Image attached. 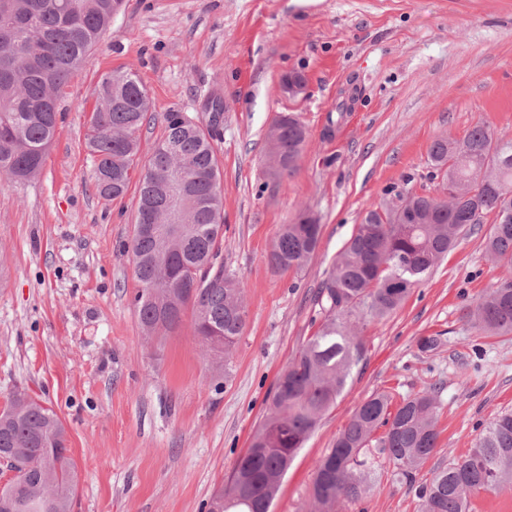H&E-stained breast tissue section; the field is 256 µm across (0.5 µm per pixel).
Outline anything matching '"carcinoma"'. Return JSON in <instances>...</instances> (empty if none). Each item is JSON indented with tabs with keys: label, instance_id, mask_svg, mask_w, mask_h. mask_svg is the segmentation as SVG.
<instances>
[{
	"label": "carcinoma",
	"instance_id": "carcinoma-1",
	"mask_svg": "<svg viewBox=\"0 0 512 512\" xmlns=\"http://www.w3.org/2000/svg\"><path fill=\"white\" fill-rule=\"evenodd\" d=\"M123 0H0V178L24 182L42 170L56 130L57 101L70 76L97 45ZM200 125L179 111L165 116L163 138L143 165L136 223L166 205L169 174L187 182L183 223L172 232H134L128 246L139 288L134 307L145 337L167 336L191 319L193 337L217 360L231 356L243 334V289L224 275V191L214 141L224 101L207 104ZM151 101L138 75L117 68L97 86L86 145L96 159L95 186L117 199L128 190L139 157L140 131ZM307 131L283 113L266 135L279 178L301 159ZM440 179L439 204L430 194L388 191L362 218L339 252L316 296L323 322L278 374L263 420L238 457L209 512H270L297 452L336 405L363 359L360 320L392 314L411 289L480 224L491 229L488 256L512 271V143L477 124L463 139L450 135L430 146ZM321 225L304 213L281 226L268 262L277 272L300 269L316 252ZM464 318L491 335L512 334V280L491 288ZM432 386L394 403L375 392L353 411L333 448L317 463L311 512H337L354 503L385 472L416 486L418 512H471L472 498L512 486V413L491 422L467 455L417 482L438 447L437 393ZM382 434H377L378 430ZM65 428L50 408L17 396L0 411V455L14 461L15 489L0 495V512H73L75 463L59 462Z\"/></svg>",
	"mask_w": 512,
	"mask_h": 512
}]
</instances>
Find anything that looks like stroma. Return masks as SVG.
Segmentation results:
<instances>
[{"label":"stroma","instance_id":"stroma-1","mask_svg":"<svg viewBox=\"0 0 512 512\" xmlns=\"http://www.w3.org/2000/svg\"><path fill=\"white\" fill-rule=\"evenodd\" d=\"M136 72L152 102L149 156L167 112L208 120L223 172L224 272L246 324L224 366L190 326L145 338L133 299L136 186L101 196L85 137L101 77ZM302 72L306 94L280 92ZM347 112L338 106L345 95ZM295 113L307 142L292 174L269 176L266 132ZM512 141V0H125L61 92L41 174L0 181V409L18 394L52 408L76 468L74 512H207L266 407L276 376L321 318L314 297L344 243L387 190L437 194L429 147L476 124ZM310 212L315 254L297 271L267 262L281 225ZM488 225L452 249L382 320L341 398L281 482L273 512H307L311 478L356 406L376 391L437 385L435 469L464 457L512 411V334L462 317L505 276L485 252ZM442 336L435 351L419 340ZM412 487L384 478L342 512H417Z\"/></svg>","mask_w":512,"mask_h":512}]
</instances>
